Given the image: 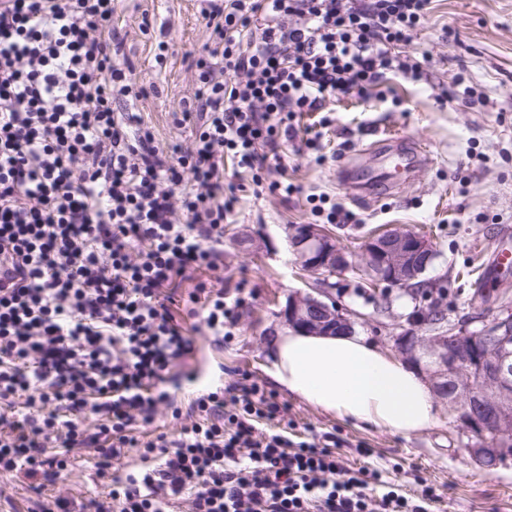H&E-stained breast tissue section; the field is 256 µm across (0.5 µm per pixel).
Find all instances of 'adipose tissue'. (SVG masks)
I'll return each instance as SVG.
<instances>
[{"label":"adipose tissue","instance_id":"adipose-tissue-1","mask_svg":"<svg viewBox=\"0 0 512 512\" xmlns=\"http://www.w3.org/2000/svg\"><path fill=\"white\" fill-rule=\"evenodd\" d=\"M269 359L276 385L331 415L406 436L436 421L420 376L362 337L288 329L271 341Z\"/></svg>","mask_w":512,"mask_h":512}]
</instances>
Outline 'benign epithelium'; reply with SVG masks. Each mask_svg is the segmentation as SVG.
<instances>
[{
  "mask_svg": "<svg viewBox=\"0 0 512 512\" xmlns=\"http://www.w3.org/2000/svg\"><path fill=\"white\" fill-rule=\"evenodd\" d=\"M289 242L310 276L350 266L348 251L319 225L300 226ZM361 253V271L377 284L413 280L435 258L425 236L403 227L367 238ZM327 296L328 291L320 289L316 296L289 297L283 310L285 323L315 334L354 332V322L343 309L324 301ZM393 340L395 349L428 375L437 396L444 397L449 385L467 377L448 406L462 433L475 440L470 449L474 461L494 467L512 459V309H499L492 318L480 320L473 331L451 325L427 336L411 333Z\"/></svg>",
  "mask_w": 512,
  "mask_h": 512,
  "instance_id": "7a95c632",
  "label": "benign epithelium"
}]
</instances>
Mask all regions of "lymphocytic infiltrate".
<instances>
[{
  "mask_svg": "<svg viewBox=\"0 0 512 512\" xmlns=\"http://www.w3.org/2000/svg\"><path fill=\"white\" fill-rule=\"evenodd\" d=\"M433 0H209L190 61L186 145L163 146L121 100L144 96L112 27L115 0H0V476L35 492L85 449L108 498L58 494L37 512H427L382 470L345 467L335 437L259 428L286 403L240 380L168 391L192 330L230 336L237 303L198 284L194 329L176 319L178 280L218 268L237 173L281 163L293 113L367 96L389 76L425 81L401 56ZM177 438L142 441L161 412ZM145 468L112 469L127 449Z\"/></svg>",
  "mask_w": 512,
  "mask_h": 512,
  "instance_id": "lymphocytic-infiltrate-1",
  "label": "lymphocytic infiltrate"
}]
</instances>
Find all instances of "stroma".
Here are the masks:
<instances>
[{"label": "stroma", "instance_id": "1", "mask_svg": "<svg viewBox=\"0 0 512 512\" xmlns=\"http://www.w3.org/2000/svg\"><path fill=\"white\" fill-rule=\"evenodd\" d=\"M204 6V0H119L113 18L133 78L148 90L126 109L167 145L186 143L191 134L174 120L193 92L185 55L200 51L206 40ZM161 39L172 52L159 67L153 48ZM407 50L425 53L427 82L392 78L368 97H338L321 155L299 145L318 126L320 113H298V140L289 144L285 160L296 193L255 192L251 180H238L234 168L225 166V183L243 186L223 242L224 284L242 289L239 320L224 343L195 335L194 354L178 367L170 392L183 408L192 396L187 382L198 371H210L220 388L249 376L287 402L293 434H335L346 466L387 471L409 493L418 481L433 484L440 499L429 512H512V460L492 468L475 464L446 401L436 400L432 427L406 436L324 413L277 390L269 374L266 347L284 328L280 310L289 295L309 289L289 243L301 224L328 225L352 248L390 225L426 235L438 256L425 278L446 286L451 322L491 316L499 296H512V274L489 279L482 273L493 252L504 247V229L512 228V0H435ZM459 80L473 88L480 104L468 107L450 98ZM385 138L420 144L417 170L400 188L378 185L349 195L342 171H379L382 160L369 150ZM312 193L335 197L356 213L357 223L327 224L311 211ZM329 281L337 304L352 312L356 334L395 356L392 338L411 329L415 300L403 289H389L390 308L377 313L367 280L346 272ZM60 489L77 500L109 493L84 450L73 454Z\"/></svg>", "mask_w": 512, "mask_h": 512}]
</instances>
